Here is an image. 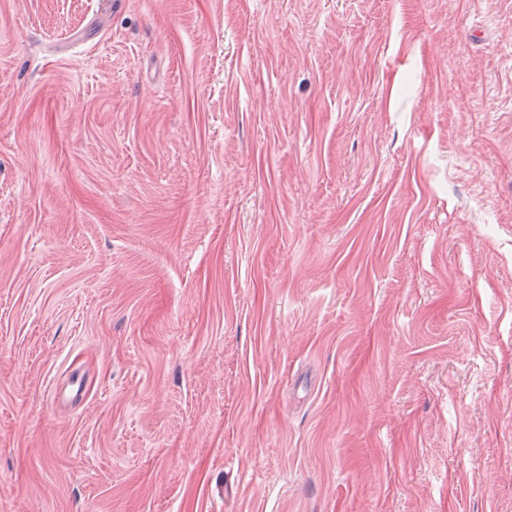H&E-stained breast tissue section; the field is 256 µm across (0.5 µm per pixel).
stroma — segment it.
I'll use <instances>...</instances> for the list:
<instances>
[{"label": "stroma", "instance_id": "1", "mask_svg": "<svg viewBox=\"0 0 512 512\" xmlns=\"http://www.w3.org/2000/svg\"><path fill=\"white\" fill-rule=\"evenodd\" d=\"M0 512H512V0H0Z\"/></svg>", "mask_w": 512, "mask_h": 512}]
</instances>
